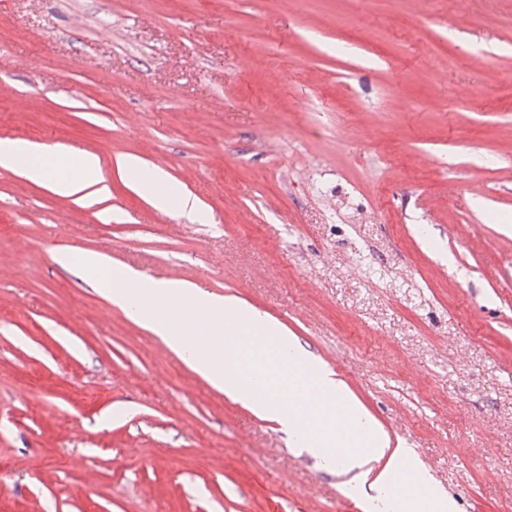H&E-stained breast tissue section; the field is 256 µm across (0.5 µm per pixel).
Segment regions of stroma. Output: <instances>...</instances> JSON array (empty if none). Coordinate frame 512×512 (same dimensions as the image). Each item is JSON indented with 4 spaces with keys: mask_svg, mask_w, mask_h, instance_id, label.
Segmentation results:
<instances>
[{
    "mask_svg": "<svg viewBox=\"0 0 512 512\" xmlns=\"http://www.w3.org/2000/svg\"><path fill=\"white\" fill-rule=\"evenodd\" d=\"M0 139L112 187L0 168V512H364L55 260L87 251L267 314L455 512H512V0H0ZM0 167L46 185L76 203L90 196L101 200L112 197L111 186L101 176V161L95 153L50 150L27 141L0 140ZM121 176L132 178L136 190L142 196L150 198L155 209L162 213L177 212L186 216L192 223L206 224L210 218L199 207L196 196L188 191L169 192L164 189L167 172L158 165L144 167L137 157L125 156L117 160Z\"/></svg>",
    "mask_w": 512,
    "mask_h": 512,
    "instance_id": "stroma-1",
    "label": "stroma"
}]
</instances>
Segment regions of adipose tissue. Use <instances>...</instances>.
Listing matches in <instances>:
<instances>
[{
	"instance_id": "ef3b65f1",
	"label": "adipose tissue",
	"mask_w": 512,
	"mask_h": 512,
	"mask_svg": "<svg viewBox=\"0 0 512 512\" xmlns=\"http://www.w3.org/2000/svg\"><path fill=\"white\" fill-rule=\"evenodd\" d=\"M0 167L78 203L91 196L103 200L112 196L101 176L100 158L91 152L0 140ZM117 167L158 211L208 223L209 215L200 209L196 196L166 191L167 173L162 167L142 166L134 156L118 159ZM57 261L92 280L103 297L159 337L213 389L280 425L292 447L306 450L325 467L337 466L347 472L378 464L371 482L377 492L371 512H454L452 499L434 485L411 451L392 442L345 383L266 314L244 310L239 299L214 296L193 283L147 278L131 269L113 267L110 258L100 252L89 251L76 258L62 254ZM172 302L186 307V314L166 311V304ZM228 335L238 339L237 348L231 351L224 348ZM302 378L322 398L313 413L319 425L310 430L302 426L296 398Z\"/></svg>"
}]
</instances>
